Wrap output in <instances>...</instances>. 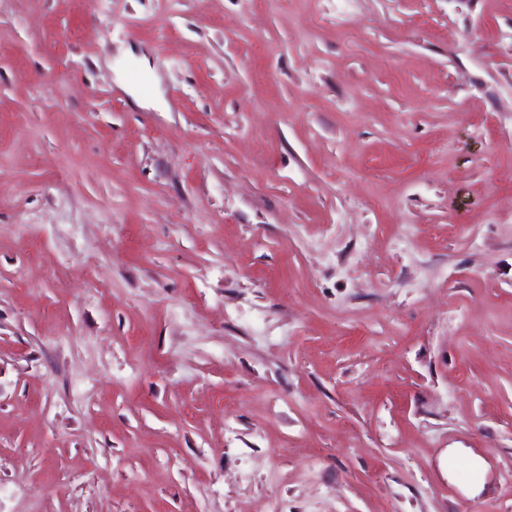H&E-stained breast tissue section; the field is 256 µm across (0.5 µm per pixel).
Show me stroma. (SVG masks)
I'll list each match as a JSON object with an SVG mask.
<instances>
[{
  "label": "stroma",
  "instance_id": "1",
  "mask_svg": "<svg viewBox=\"0 0 512 512\" xmlns=\"http://www.w3.org/2000/svg\"><path fill=\"white\" fill-rule=\"evenodd\" d=\"M273 504L512 512V0H0V512Z\"/></svg>",
  "mask_w": 512,
  "mask_h": 512
}]
</instances>
